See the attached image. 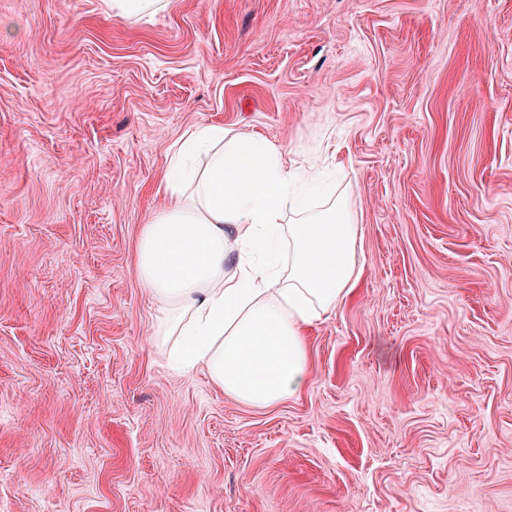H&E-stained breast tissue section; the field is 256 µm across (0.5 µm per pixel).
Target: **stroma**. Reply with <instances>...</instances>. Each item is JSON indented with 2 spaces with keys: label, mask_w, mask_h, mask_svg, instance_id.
<instances>
[{
  "label": "stroma",
  "mask_w": 512,
  "mask_h": 512,
  "mask_svg": "<svg viewBox=\"0 0 512 512\" xmlns=\"http://www.w3.org/2000/svg\"><path fill=\"white\" fill-rule=\"evenodd\" d=\"M0 512H512V0H0ZM346 196L358 281L253 407L134 272L189 129ZM173 0H108L113 16L121 18L153 17L166 11Z\"/></svg>",
  "instance_id": "obj_1"
}]
</instances>
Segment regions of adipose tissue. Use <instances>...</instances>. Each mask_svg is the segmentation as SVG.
I'll return each mask as SVG.
<instances>
[{"label":"adipose tissue","mask_w":512,"mask_h":512,"mask_svg":"<svg viewBox=\"0 0 512 512\" xmlns=\"http://www.w3.org/2000/svg\"><path fill=\"white\" fill-rule=\"evenodd\" d=\"M169 166L134 256L155 334L236 401L283 402L307 383V330L356 284L349 202L312 204L301 166L257 132L193 127Z\"/></svg>","instance_id":"obj_1"}]
</instances>
